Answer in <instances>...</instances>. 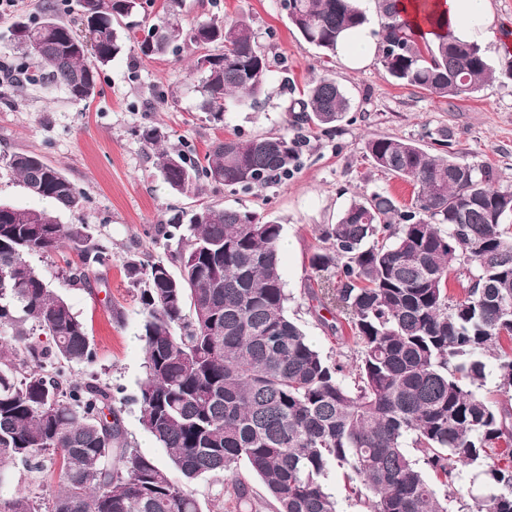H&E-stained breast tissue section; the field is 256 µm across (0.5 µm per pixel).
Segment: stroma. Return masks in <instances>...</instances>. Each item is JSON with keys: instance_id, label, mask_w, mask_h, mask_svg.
<instances>
[{"instance_id": "1", "label": "stroma", "mask_w": 512, "mask_h": 512, "mask_svg": "<svg viewBox=\"0 0 512 512\" xmlns=\"http://www.w3.org/2000/svg\"><path fill=\"white\" fill-rule=\"evenodd\" d=\"M496 22L483 50L495 70L474 97L442 99L394 83L380 61L346 69L338 57L304 43L292 28L281 0H182L186 24L219 14L232 20L250 17L272 72L259 104L229 103L222 122L200 112L197 79L190 73L193 54L184 50L154 58L125 52L98 70V87L87 101H71L62 91L25 81L14 105L0 104V154L31 151L52 162L86 195L80 214L58 212L61 223L82 221L112 250L109 267L100 269L94 290L68 286L75 251L35 254L31 264L71 303L94 340L93 365L74 367L69 379H95L116 389L115 405L132 446L159 464L167 459L139 423L138 382L144 373L139 336L137 289L125 270L129 253L151 252L145 234L160 220L200 204L247 208L279 221L281 269L291 296L290 315L302 325L312 345L329 359L352 361V342L328 332L308 306L309 257L319 225L335 223L353 194L386 191L400 202L411 199L404 180L385 175L365 157L375 137H399L433 150L438 130L452 134L454 151L471 161H487L500 173L502 187H512V78L504 69L512 60V0H491ZM335 79L351 99V109L335 130L307 135L298 166L288 179L263 190L243 192L203 184L200 195L171 190L154 166L151 148L140 138L155 127L170 146L204 156L209 144L225 135L245 136L290 131V106L313 77ZM124 309V323L111 320V306Z\"/></svg>"}]
</instances>
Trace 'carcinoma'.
<instances>
[{"mask_svg":"<svg viewBox=\"0 0 512 512\" xmlns=\"http://www.w3.org/2000/svg\"><path fill=\"white\" fill-rule=\"evenodd\" d=\"M399 0H378V56L399 85L440 98H465L492 77L476 44L461 42L436 16L435 39L418 35ZM86 35L43 0L10 38V50L75 101L94 95L98 69L126 42L146 58L196 49L200 108L215 120L227 97L255 105L270 63L249 19L215 16L186 25L179 0H166L140 40L132 36L141 0H79ZM301 38L334 54L347 29L367 22L357 0H288ZM292 125L334 128L350 99L327 75L308 84ZM269 143L239 134L214 140L204 159L158 150L154 165L173 190L201 181L242 191L288 178L306 137L275 133ZM415 142L377 137L365 144L375 168L410 182V204L386 191L351 200L318 230L306 295L348 328L349 367L324 357L288 314L281 274L282 225L256 211L205 204L153 228L164 255L127 257L139 287L145 365L140 424L169 467L132 447L112 390L65 378L95 362L86 323L28 258L68 246L80 264L70 285L92 288L112 254L88 225L0 203V484L14 468L37 474V490L0 499V512H202L194 481L224 478L239 512H338L325 479L346 467L369 512H448L418 461L452 488L461 467L483 477L476 512H512V188L496 167ZM32 196L80 212L86 196L40 155H0ZM465 279L461 297L450 278ZM496 361L501 400L482 393ZM412 445L420 455L413 459ZM178 471L175 480L170 469Z\"/></svg>","mask_w":512,"mask_h":512,"instance_id":"1","label":"carcinoma"}]
</instances>
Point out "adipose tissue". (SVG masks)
I'll list each match as a JSON object with an SVG mask.
<instances>
[{
  "instance_id": "1",
  "label": "adipose tissue",
  "mask_w": 512,
  "mask_h": 512,
  "mask_svg": "<svg viewBox=\"0 0 512 512\" xmlns=\"http://www.w3.org/2000/svg\"><path fill=\"white\" fill-rule=\"evenodd\" d=\"M400 6L422 28L432 14L445 15L451 34L464 42L484 45L493 33L495 18L490 0H400ZM377 43L374 28L365 24L341 34L337 54L347 68L360 69L375 58Z\"/></svg>"
}]
</instances>
